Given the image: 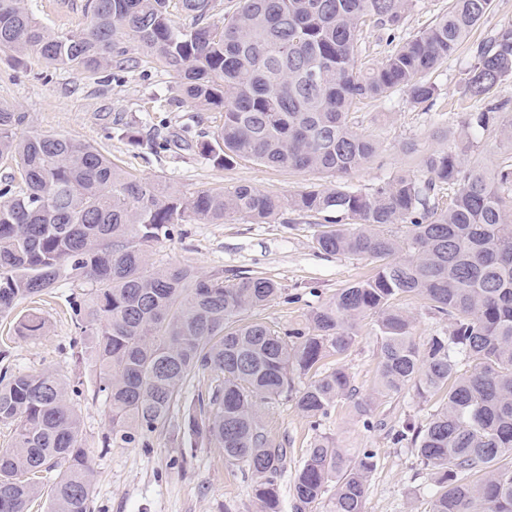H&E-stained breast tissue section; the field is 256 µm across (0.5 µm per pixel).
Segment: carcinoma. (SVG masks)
<instances>
[{"label":"carcinoma","instance_id":"cac0c4a2","mask_svg":"<svg viewBox=\"0 0 512 512\" xmlns=\"http://www.w3.org/2000/svg\"><path fill=\"white\" fill-rule=\"evenodd\" d=\"M88 0V23L55 33L19 0H0V49L17 65L30 53L55 69L117 73L133 66L134 40L178 79L201 112L223 125L195 143L214 165L238 158L282 169L348 174L376 154L348 112L400 91L431 108L432 80L493 11L494 0H448L428 27L396 39L415 0H237L222 25L208 22L214 0ZM388 32V54L361 63L362 26ZM512 76V23L473 50L461 96L477 103L453 146L419 156L422 174L395 173L369 192L311 186L288 197L249 185L184 196L159 180L132 178L96 147L65 136L19 133L27 115L0 103V318L68 283L90 285L72 301L77 328L99 369L95 392L110 409L102 448L154 447L181 411L196 442L224 449L252 479L255 512H281L279 478L287 449L270 436L261 404L294 392L308 419L352 396L348 372L325 368L345 354L362 322L375 319L378 392L406 388L439 397L424 422L393 440L414 448L429 471V512H512V161L490 169L470 160L475 136L512 142V113L495 93ZM449 202L443 203L444 192ZM323 216L314 235L324 254L369 257L374 272L312 309L304 326L273 331L242 315L282 296L266 277L234 283L188 265L162 266L152 244L180 224H222L243 215L271 224L283 210ZM405 225L404 235L389 226ZM416 296L448 318L447 332L419 348L413 318L395 307ZM45 321L18 319L20 336ZM211 373L198 409L183 385ZM309 377L293 389L294 376ZM59 374L0 375V422L13 426L0 449V512H28L42 494L39 474L60 469L48 512H90L92 469L80 415ZM376 453H352L319 435L290 488L294 512L329 495L326 512H364Z\"/></svg>","mask_w":512,"mask_h":512}]
</instances>
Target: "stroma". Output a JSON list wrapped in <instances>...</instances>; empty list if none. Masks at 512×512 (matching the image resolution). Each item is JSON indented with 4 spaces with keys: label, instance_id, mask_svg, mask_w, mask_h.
I'll return each instance as SVG.
<instances>
[{
    "label": "stroma",
    "instance_id": "stroma-1",
    "mask_svg": "<svg viewBox=\"0 0 512 512\" xmlns=\"http://www.w3.org/2000/svg\"><path fill=\"white\" fill-rule=\"evenodd\" d=\"M35 16L56 32L76 31L87 23L86 0H26ZM137 64L119 77L106 71H47L30 58L27 70L16 69L11 52L0 50V101L28 115V127L63 135L101 149L112 161L138 178L163 179L185 196L205 189L247 184L280 195L298 193L323 184L320 174L273 168L241 159L227 168L213 165L197 150L177 143L183 129L200 139L223 123L219 112H201L176 99L177 81L141 49L130 51ZM472 62L468 47L449 57L434 74L439 96L434 107L422 110L400 93L352 112L351 124L378 144V154L344 176V183L370 191L399 170H415L418 154L448 148L460 135L470 107L460 96V79ZM136 124L140 135L153 131L171 136L169 150L150 151L129 142L124 123ZM416 153H408V145ZM318 217L286 211L271 224H256L235 216L221 224H185L153 245L161 265H190L202 274L226 282L257 274L277 282L286 293L256 311L255 316L276 330L304 323L307 314L340 289L372 273L374 263L351 255L319 253L313 244ZM82 282L58 289L39 301L46 321L41 336H18L9 321L0 320V369L40 373L53 371L78 394V408L94 472V512H253L251 477L241 466L224 460L223 449L213 445L190 447L180 430L161 434L152 449L102 448L98 442L109 428V408L94 396L97 367L81 342L75 316L68 303L82 292ZM395 307L415 320L413 340L425 347L429 338L449 327L445 317L423 300L403 296ZM338 362L351 375L355 398L341 400L311 427L290 397L264 404L269 434L288 450V467L280 481L282 512H292L290 487L296 470L316 434L335 438L343 448H371L376 468L370 478L365 512H428L431 481L413 448L394 443L393 431L403 422L425 421L435 400H422L414 390L375 397L366 416L355 409L356 398L372 395L379 350L373 320L363 322L349 351Z\"/></svg>",
    "mask_w": 512,
    "mask_h": 512
}]
</instances>
